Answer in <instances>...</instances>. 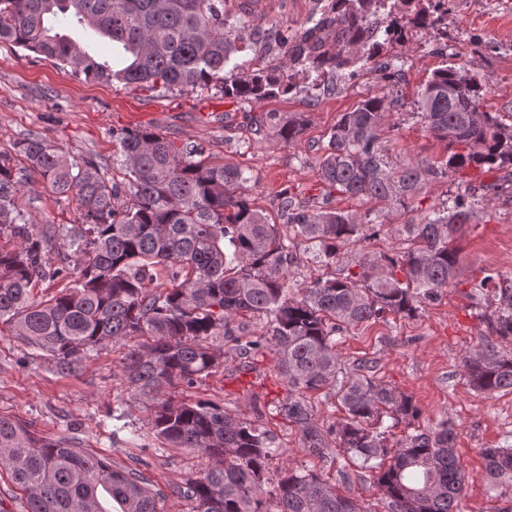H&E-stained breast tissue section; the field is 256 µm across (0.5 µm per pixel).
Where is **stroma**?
<instances>
[{
  "instance_id": "35a3bbf8",
  "label": "stroma",
  "mask_w": 512,
  "mask_h": 512,
  "mask_svg": "<svg viewBox=\"0 0 512 512\" xmlns=\"http://www.w3.org/2000/svg\"><path fill=\"white\" fill-rule=\"evenodd\" d=\"M232 19L251 12L256 21L301 24L318 18L317 0H226ZM442 35L416 28L404 43L392 44L389 57L404 73L391 86L367 75L340 80L331 92L312 90L255 104L224 99L215 90H150L88 80L57 68L51 60L21 48L0 45V153L10 155L17 141L38 137L75 159H91L105 179L121 183L118 144L112 133L144 128L175 142L204 147L216 160L240 167L250 175L251 206L276 214L278 195L288 191L294 202L313 205L322 199L315 145L341 113L364 97L395 96L396 129L384 131L382 143L395 166L418 161L443 167L448 152L424 128L415 100L421 86L438 68L463 66L489 82L481 108L501 115L512 125V0H450ZM263 112L302 113L307 125L290 146L274 145L269 136L255 134L251 117ZM465 195L472 216L455 244L460 250L461 287L448 288L424 303L415 317L390 316L349 328L337 338L336 350L345 367L363 359L375 361L377 376L413 397L421 414L418 425L436 427L448 421L456 433L455 447L465 473L463 512H512V487L490 491L483 448L512 445V392L477 393L462 372L465 356L479 351L490 330L481 313L485 300L471 296L469 282L488 269L512 275V166L470 167L446 177L425 180L409 208L380 206L369 200L332 194V207L358 215L381 213L384 226L377 238L344 247L336 264L325 265L313 252L301 249L290 271L295 284L340 275L368 252L404 250L401 227L442 210ZM19 207L38 230L74 224L73 205L56 199L38 175L24 177ZM132 340L111 342L79 356L70 371L58 372L44 352L12 336H0V415L16 419L46 437H63L71 447L92 452L116 466L139 470L146 483L161 490L163 512H190L179 489L192 476L208 469L205 456L187 448H165L154 439L148 413L131 398L121 361ZM226 359V370L188 386L176 385L177 401L206 400L246 418L254 402L274 404L288 392L273 370L271 355L241 358L223 337L213 339ZM126 415L114 420L113 409ZM264 422L281 449L273 460L270 480L290 466L321 475L339 494L360 503L367 512L384 506L370 482L361 480V461L347 457L334 438L323 452L303 446L296 426L271 409Z\"/></svg>"
}]
</instances>
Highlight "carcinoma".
Wrapping results in <instances>:
<instances>
[{
	"label": "carcinoma",
	"mask_w": 512,
	"mask_h": 512,
	"mask_svg": "<svg viewBox=\"0 0 512 512\" xmlns=\"http://www.w3.org/2000/svg\"><path fill=\"white\" fill-rule=\"evenodd\" d=\"M446 0H325L311 25L255 26L248 36L224 13V0H0V43H10L88 79L154 89H216L224 98L261 102L300 90L301 75L327 90L336 77L354 80L367 71L393 83L402 68L381 61L383 47L413 28L435 30ZM90 30L111 50L93 53L77 32ZM254 57L238 62V54ZM488 82L460 69L434 70L416 104L427 132L448 145L445 170L418 162L396 169L380 142L394 102L365 97L340 115L316 149L318 176L349 198L392 202L407 209L427 177L466 167L512 165V126L480 110ZM304 116L267 112L253 118L256 133L292 145ZM127 190L120 199L92 160H77L39 138L16 142L22 167L0 155V333L44 352L71 370L83 352L109 341L140 337L123 362L132 396L147 403L154 437L171 448L208 457L201 477L180 491L191 512H364L353 499L312 471L283 468L276 487L264 488L278 446L263 422L267 405L245 420L221 406L165 398L176 384L192 385L224 366L209 339L222 336L248 357L267 348L288 386L275 411L295 424L307 448L320 451L325 435L371 471L387 512H461L463 466L455 433L444 421L413 429L388 446L384 418L416 420L413 398L376 375V363L343 372L336 336L388 315L412 317L425 300L461 284L455 236L470 218L461 196L417 224H406L411 246L394 255L364 254L359 271L320 277L297 287L289 267L305 242L320 262L333 264L346 245L379 232L376 220L279 195L288 232L244 196L249 178L234 166L202 158L195 146H176L145 129L116 135ZM462 151H457V148ZM37 172L59 200L76 202L81 224L35 232L17 207L22 178ZM57 239L70 250L58 264L48 256ZM169 268L177 285L156 290V266ZM66 286L46 301L30 290L39 281ZM490 296L482 318L499 340L512 341V277L490 272L471 284ZM258 316L270 335L245 333L238 319ZM468 386L479 393L512 391V356L489 342L464 358ZM334 390L345 411L328 430L313 420L305 394ZM489 483L512 484V448H484ZM0 468L26 494L27 512H162L164 494L140 472L117 468L62 437L38 435L0 416Z\"/></svg>",
	"instance_id": "cac0c4a2"
}]
</instances>
